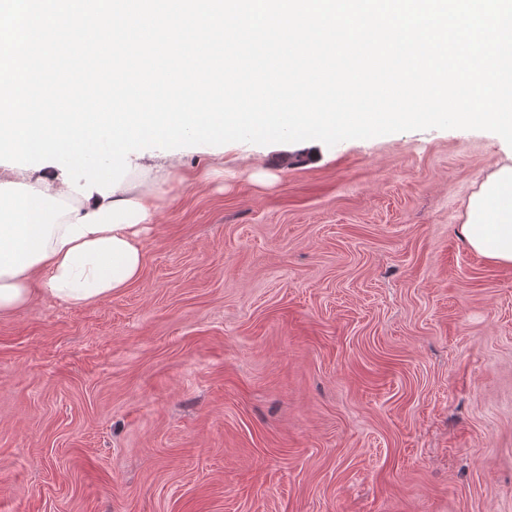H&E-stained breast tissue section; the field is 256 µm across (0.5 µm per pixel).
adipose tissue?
Masks as SVG:
<instances>
[{
  "label": "adipose tissue",
  "instance_id": "adipose-tissue-1",
  "mask_svg": "<svg viewBox=\"0 0 512 512\" xmlns=\"http://www.w3.org/2000/svg\"><path fill=\"white\" fill-rule=\"evenodd\" d=\"M0 169V313L45 294L64 305L102 300L142 273V235L155 223L154 190L120 186L86 198L70 190L57 167L14 182ZM461 235L476 254L512 265V164L490 172L466 204Z\"/></svg>",
  "mask_w": 512,
  "mask_h": 512
}]
</instances>
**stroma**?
<instances>
[{
    "instance_id": "35a3bbf8",
    "label": "stroma",
    "mask_w": 512,
    "mask_h": 512,
    "mask_svg": "<svg viewBox=\"0 0 512 512\" xmlns=\"http://www.w3.org/2000/svg\"><path fill=\"white\" fill-rule=\"evenodd\" d=\"M482 130L130 153L137 282L0 314V512H512V266ZM461 235L476 254L499 265H512V164L490 172L466 204Z\"/></svg>"
}]
</instances>
